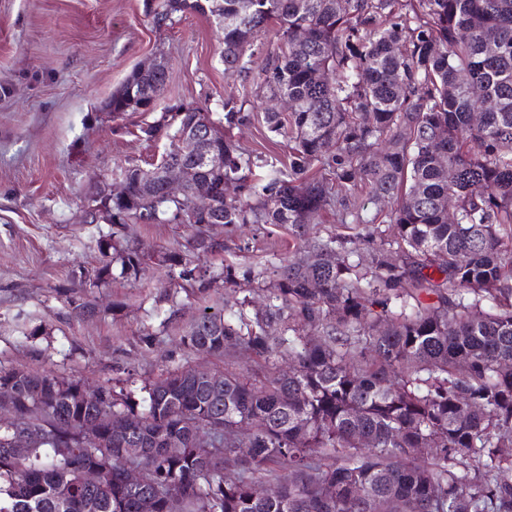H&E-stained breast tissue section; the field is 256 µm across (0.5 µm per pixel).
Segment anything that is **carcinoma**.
<instances>
[{
    "instance_id": "1",
    "label": "carcinoma",
    "mask_w": 512,
    "mask_h": 512,
    "mask_svg": "<svg viewBox=\"0 0 512 512\" xmlns=\"http://www.w3.org/2000/svg\"><path fill=\"white\" fill-rule=\"evenodd\" d=\"M152 3L156 24L186 10L215 18L225 79L255 70L260 90L287 99V116L265 120L292 146L277 166L216 140L224 168L168 197L162 174L194 167L183 134L250 120L233 96L220 112L170 107L140 128L164 142L160 160L121 168L126 193L99 199L106 261L79 287H100L115 262L126 279L144 274L147 253L117 246L129 224L281 225L303 254L216 272L199 263L215 244L198 231L160 256L198 300L241 276L265 292L261 307L247 295L222 313L201 307L181 336L185 350L224 358L214 381L177 370L137 397L0 369V404L41 433L19 454L0 429V512H141L131 464L154 512H512V0ZM166 80L133 71L113 117L151 111ZM327 208L366 233L307 241ZM61 295L75 317L93 311L77 289ZM240 356L256 368L237 367ZM100 416L112 423L84 445ZM220 425L247 426V454L205 446ZM92 467L98 489L83 481ZM263 483L278 496H259Z\"/></svg>"
}]
</instances>
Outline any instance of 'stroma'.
Returning a JSON list of instances; mask_svg holds the SVG:
<instances>
[{"instance_id": "stroma-1", "label": "stroma", "mask_w": 512, "mask_h": 512, "mask_svg": "<svg viewBox=\"0 0 512 512\" xmlns=\"http://www.w3.org/2000/svg\"><path fill=\"white\" fill-rule=\"evenodd\" d=\"M211 16L187 11L155 25L145 0H0V366L51 371L90 385L135 386L190 366L220 371L223 358L182 349L198 303L165 267L150 264L134 282L114 278L89 290L94 315L75 320L60 291L93 274L101 255L83 204L96 187L118 188L115 171L152 161L161 144L141 138L148 114L113 119L108 102L134 69L155 59L166 69L156 112L184 103L218 112L227 95L251 114L233 136L243 150L285 157L288 141L272 135L267 100L254 74L226 81ZM223 252L208 266L276 263L295 241L287 228L205 225ZM182 224H131L122 246L159 254L182 247ZM177 312L152 308L161 293ZM153 331L152 345L140 337Z\"/></svg>"}]
</instances>
